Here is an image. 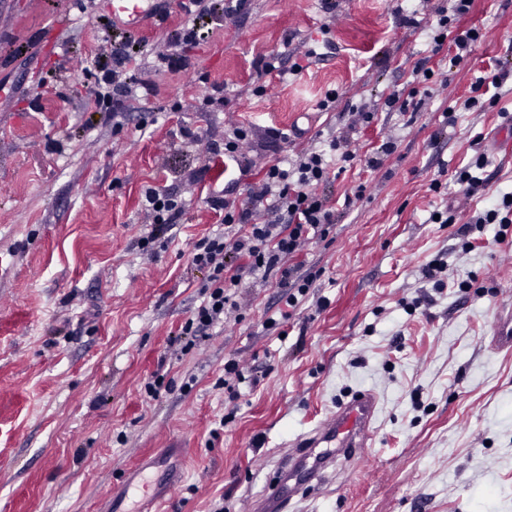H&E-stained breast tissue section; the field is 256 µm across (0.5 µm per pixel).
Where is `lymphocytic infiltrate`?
<instances>
[{
	"label": "lymphocytic infiltrate",
	"instance_id": "1",
	"mask_svg": "<svg viewBox=\"0 0 512 512\" xmlns=\"http://www.w3.org/2000/svg\"><path fill=\"white\" fill-rule=\"evenodd\" d=\"M471 6L472 0H452L450 13L440 14L432 27L434 38H453L452 61L457 66L482 37L475 28L453 36L448 33L452 20L467 14ZM130 60L129 51L118 48L113 49L111 61L97 60L102 85L94 89L93 95L99 111H110L112 98L125 96L131 88L152 93L150 83L127 74ZM330 151L344 163L355 159L348 138L339 136L331 140L328 151L304 153L291 168L269 165L247 205L239 207L223 197L211 198L213 209L224 213V231L198 241L190 253L192 264L207 270L208 279L201 287L202 304L181 328L187 345L209 336L216 325L238 317V290L244 279L262 284L276 280L279 287L285 288V305L291 309L308 295L320 274L302 269L292 259L310 240H326L336 222L328 199L315 191L329 178L326 154Z\"/></svg>",
	"mask_w": 512,
	"mask_h": 512
}]
</instances>
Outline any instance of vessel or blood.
Listing matches in <instances>:
<instances>
[{"instance_id":"vessel-or-blood-1","label":"vessel or blood","mask_w":512,"mask_h":512,"mask_svg":"<svg viewBox=\"0 0 512 512\" xmlns=\"http://www.w3.org/2000/svg\"><path fill=\"white\" fill-rule=\"evenodd\" d=\"M490 347L496 351L512 350V304H503L498 312ZM377 413L378 399L367 390L339 403L317 428L291 443L288 480L280 481L266 496L244 500L246 512H287L298 488L319 479L335 454H342L349 461L362 460L365 449L375 439ZM180 483V478L174 477L162 486L145 488L142 499L132 504L127 501V487H120L107 498L105 512H159L161 502L174 495Z\"/></svg>"}]
</instances>
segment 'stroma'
<instances>
[{
    "label": "stroma",
    "instance_id": "1",
    "mask_svg": "<svg viewBox=\"0 0 512 512\" xmlns=\"http://www.w3.org/2000/svg\"><path fill=\"white\" fill-rule=\"evenodd\" d=\"M183 2L148 0L135 25L119 15L111 38L141 40L153 92L125 98L116 125L82 66L101 46L103 0H0V512H96L160 450L186 474L161 512H237L278 483L289 441L361 390L379 401L373 448L330 465L296 512H512V353L489 347L512 292V226L459 233L512 192V81L492 107L446 113L512 60V0H473L458 25L482 38L459 67L453 42L434 48L428 33L448 0H246L235 18H200L170 64L158 55ZM421 59L430 97L388 110ZM330 90L339 100L319 110ZM360 106L374 114L363 128ZM238 127L248 138L228 166ZM342 135L359 160L321 188L336 224L298 256L321 272L309 295L283 320L275 283L244 282L242 321L185 347L208 276L188 253L224 230L211 197L248 202L274 159ZM390 137L396 151L366 167ZM480 153L485 188L470 196L456 174ZM155 186L184 201L174 229L143 206ZM449 207L455 223H434ZM435 259L448 263L438 287L423 275ZM231 357L256 370L233 401L218 385Z\"/></svg>",
    "mask_w": 512,
    "mask_h": 512
}]
</instances>
